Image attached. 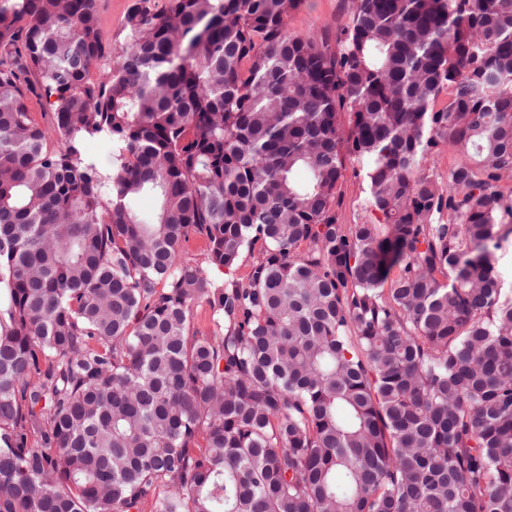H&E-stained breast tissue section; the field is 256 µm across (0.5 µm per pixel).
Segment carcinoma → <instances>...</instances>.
<instances>
[{
  "label": "carcinoma",
  "mask_w": 512,
  "mask_h": 512,
  "mask_svg": "<svg viewBox=\"0 0 512 512\" xmlns=\"http://www.w3.org/2000/svg\"><path fill=\"white\" fill-rule=\"evenodd\" d=\"M98 2L0 0V512H512V0ZM134 0H99V24L106 47L114 56L124 46L123 25ZM349 15L348 0H302L288 15V33L318 41L326 38L333 47L336 32L349 22ZM24 90L30 112L43 127L49 128L52 123V114L41 97L40 85L34 76H30V82L27 86H24ZM457 160V154L448 149V145L442 144L438 147L437 153L432 155L431 159L426 162V165L434 168L443 181H447L448 172L454 166ZM365 194L359 179L349 169L341 182L336 199V217L339 224H358L375 221V215L366 210Z\"/></svg>",
  "instance_id": "1"
}]
</instances>
